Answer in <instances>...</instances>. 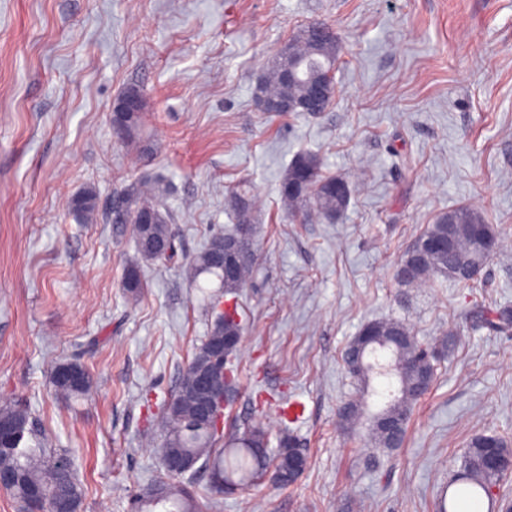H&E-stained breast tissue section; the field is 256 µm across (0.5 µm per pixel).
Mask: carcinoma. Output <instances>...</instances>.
<instances>
[{
    "mask_svg": "<svg viewBox=\"0 0 512 512\" xmlns=\"http://www.w3.org/2000/svg\"><path fill=\"white\" fill-rule=\"evenodd\" d=\"M312 25L324 30L321 37L305 35L308 27L301 28L291 39L295 55L288 59V49H281L266 76L256 85L254 96L267 112H281L285 104H294L309 91L308 79L318 70L335 72L342 50L340 39L334 28L314 21ZM293 70L305 71L292 78L288 87L281 85L282 78ZM144 113L125 116L121 112L112 114V120L124 125L120 138L137 142ZM125 208L118 220L131 227L140 260L160 261L173 256V237L170 224L174 221L172 211L165 207L163 198L167 186L160 180L138 179L121 189ZM281 202L293 217L303 215L334 220L349 207L352 190L349 181L329 175L323 171L320 157L312 152L297 154L288 164L279 184ZM230 206L235 217V228L224 234L211 237L185 266L189 286L207 299L209 308L217 309L222 297L234 295L244 287L253 273L255 265L254 224L258 220L256 196L251 185L243 183L235 187L230 195ZM76 218L87 224L97 217L94 192L85 190L77 194L70 203ZM426 240H444L449 248L444 252H429L412 267L411 276L401 282L408 288H418L435 281H448L469 285L475 278L467 272L483 268L499 247V234L492 224L486 223L476 209L462 205L441 216L416 237L412 246L418 247ZM212 276L218 281L217 290L212 291L201 283V277ZM144 287L139 263L127 266L122 288L136 296ZM472 324L493 333H501L512 327V310L482 309L470 316ZM243 327L238 313L219 312L214 318L210 332L198 348L192 360L182 371L177 392L193 385L198 369L210 363L209 349L225 340L242 337ZM381 343V349L394 354L393 373H382L380 365L359 366L356 356L366 338ZM345 364L358 385L365 389L375 377L397 378L396 395L371 416L369 441L376 448H397L404 440L407 425L414 406L430 390L436 376L434 353L426 352L413 331L400 320L371 321L362 326L345 352ZM68 367L77 371L80 380L71 383L58 376V369ZM55 390L68 398H79L89 392L92 378L88 370L75 361L61 363L52 372ZM193 402L184 397L176 409L162 408L160 426L165 433L164 447L180 448L192 460L202 463L210 473H223L243 487L263 478L268 468L278 475L276 482L282 486L296 480L307 467V457L296 452L292 437L283 436L275 448H270L269 432L260 421L246 424L243 431L224 437L209 432L207 424L195 416ZM382 414L400 419V429L389 432L382 428L376 418ZM365 415L363 398L357 397L342 405L338 411L339 423L344 429L355 427ZM0 416H8L18 428L8 438L0 440V470L18 474V481L6 489L21 506H26L29 494L40 490L46 502L51 504L67 499L73 512H81L84 491L75 477L73 462L65 453H55L41 447L34 421L28 410L16 403L0 404ZM498 447L504 458H512V446L497 435H480L473 438L465 456V471L457 482L461 484L456 497L469 502L484 495L494 499L491 489L499 486L507 474L488 468L483 460V451L488 443ZM214 497L205 507H200L194 492L180 482V475L165 471L164 476L153 480L135 501V512H155L158 505H169L164 512H221L223 491L212 488Z\"/></svg>",
    "mask_w": 512,
    "mask_h": 512,
    "instance_id": "carcinoma-1",
    "label": "carcinoma"
}]
</instances>
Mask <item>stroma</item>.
I'll list each match as a JSON object with an SVG mask.
<instances>
[{"instance_id":"1","label":"stroma","mask_w":512,"mask_h":512,"mask_svg":"<svg viewBox=\"0 0 512 512\" xmlns=\"http://www.w3.org/2000/svg\"><path fill=\"white\" fill-rule=\"evenodd\" d=\"M312 21L341 40L336 97L315 114L263 111L255 86ZM131 85L147 153L112 129ZM305 151L351 184L337 220H293L279 199ZM139 177L169 187L175 253L143 264L130 300L122 277L138 255L109 208ZM242 180L258 200L256 265L236 297L224 431L262 419L308 464L292 485L225 494L222 512H435L471 438L512 440V330L465 327L476 307L512 306V0H0V402L26 405L46 447L71 455L82 512H131L163 474L153 419L213 319L183 265L232 229ZM86 189L94 224L69 209ZM461 205L503 237L476 287L401 286L402 254ZM388 318L424 343L462 333L403 445L381 449L336 413L356 392L350 341ZM69 361L90 372L87 396L55 393L51 371Z\"/></svg>"}]
</instances>
